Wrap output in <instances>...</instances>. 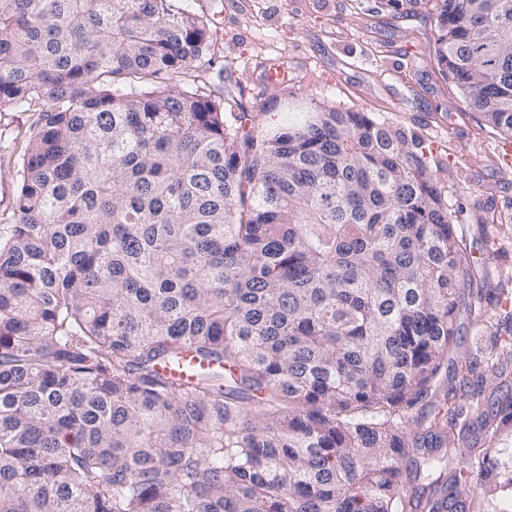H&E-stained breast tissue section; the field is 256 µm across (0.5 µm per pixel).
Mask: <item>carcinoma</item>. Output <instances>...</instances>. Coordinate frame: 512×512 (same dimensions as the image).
Masks as SVG:
<instances>
[{
	"label": "carcinoma",
	"mask_w": 512,
	"mask_h": 512,
	"mask_svg": "<svg viewBox=\"0 0 512 512\" xmlns=\"http://www.w3.org/2000/svg\"><path fill=\"white\" fill-rule=\"evenodd\" d=\"M381 5L430 7L439 70L512 137V0ZM218 62L188 0H0V112L38 113L0 227V512L512 493L506 368L407 431L479 271L421 141L318 108L256 135Z\"/></svg>",
	"instance_id": "carcinoma-1"
}]
</instances>
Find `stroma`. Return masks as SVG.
<instances>
[{
	"instance_id": "35a3bbf8",
	"label": "stroma",
	"mask_w": 512,
	"mask_h": 512,
	"mask_svg": "<svg viewBox=\"0 0 512 512\" xmlns=\"http://www.w3.org/2000/svg\"><path fill=\"white\" fill-rule=\"evenodd\" d=\"M213 23L224 79L214 96L252 116L255 131L295 123L299 108L368 113L423 141L435 181L459 234L478 260L480 312L461 308L449 364L468 359L483 377L482 396L497 387L491 367L499 341L512 331V138L472 110L434 60L429 10L383 11L378 0H192ZM288 71L284 85H266L267 64ZM35 119L0 112V221L13 219L14 162Z\"/></svg>"
}]
</instances>
